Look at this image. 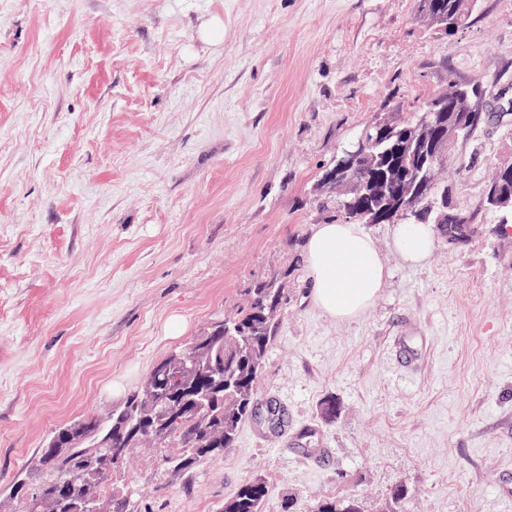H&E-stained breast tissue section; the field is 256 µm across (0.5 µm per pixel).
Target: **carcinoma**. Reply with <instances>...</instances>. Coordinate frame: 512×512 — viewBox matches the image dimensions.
I'll return each instance as SVG.
<instances>
[{"mask_svg":"<svg viewBox=\"0 0 512 512\" xmlns=\"http://www.w3.org/2000/svg\"><path fill=\"white\" fill-rule=\"evenodd\" d=\"M417 12L434 28L452 35L468 23L473 0H416ZM470 87L451 84L431 96L422 109L375 121L363 133L367 147L350 168L338 172L348 192L336 202L343 219L354 224H433L437 238L456 243L483 231L462 224L448 207L435 202L445 192L439 172L448 163L443 143L448 120L465 125L459 140L468 139L482 123L480 112L465 110ZM485 206L501 214L493 231L509 227L512 214V165L492 173ZM236 312L212 322L187 347L159 361L140 389L112 409L105 419L92 415L56 429L38 450L32 469L40 476L25 512H79L94 497L103 512H137L129 494L100 496L107 482L139 448L159 451L167 473L193 469L203 459L235 446L240 428L253 420L259 404L258 381L266 367L278 318L288 305V292L278 279H261L245 289ZM268 496L256 476L224 498L221 512H263ZM313 512H361L355 495L318 500ZM387 512H412L408 491L391 492Z\"/></svg>","mask_w":512,"mask_h":512,"instance_id":"carcinoma-1","label":"carcinoma"}]
</instances>
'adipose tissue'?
<instances>
[{
  "label": "adipose tissue",
  "instance_id": "ef3b65f1",
  "mask_svg": "<svg viewBox=\"0 0 512 512\" xmlns=\"http://www.w3.org/2000/svg\"><path fill=\"white\" fill-rule=\"evenodd\" d=\"M435 244L430 224H403L396 233L397 249L412 262L427 258ZM305 263L317 307L337 320L369 308L387 277L372 237L362 225L343 221L314 225L305 245Z\"/></svg>",
  "mask_w": 512,
  "mask_h": 512
}]
</instances>
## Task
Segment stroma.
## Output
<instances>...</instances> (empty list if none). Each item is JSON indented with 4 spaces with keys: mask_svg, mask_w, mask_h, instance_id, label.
Here are the masks:
<instances>
[{
    "mask_svg": "<svg viewBox=\"0 0 512 512\" xmlns=\"http://www.w3.org/2000/svg\"><path fill=\"white\" fill-rule=\"evenodd\" d=\"M451 83L493 119L452 146L448 209L494 225L512 0H474L451 35L416 0H0V512L55 429L122 404L260 278L288 290L261 402L324 460L252 421L182 474L140 450L117 473L139 512H219L254 476L265 512L351 492L382 512L399 485L413 512H512V233L414 263L394 225H367L389 276L349 320L316 307L305 266L332 218L324 170L392 104ZM397 336L427 342L416 371Z\"/></svg>",
    "mask_w": 512,
    "mask_h": 512,
    "instance_id": "obj_1",
    "label": "stroma"
}]
</instances>
